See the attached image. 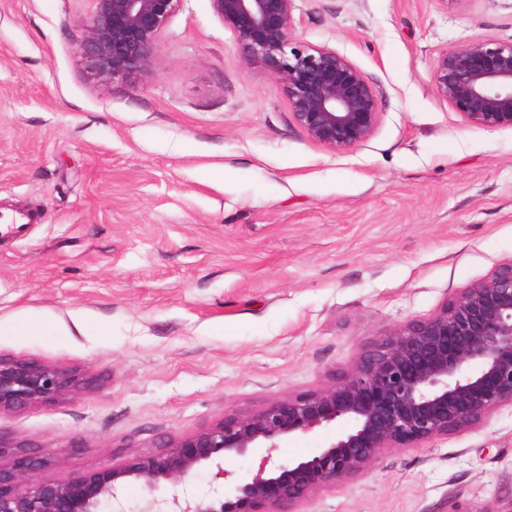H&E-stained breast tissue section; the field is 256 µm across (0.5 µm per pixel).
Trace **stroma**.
Masks as SVG:
<instances>
[{
  "label": "stroma",
  "instance_id": "stroma-1",
  "mask_svg": "<svg viewBox=\"0 0 512 512\" xmlns=\"http://www.w3.org/2000/svg\"><path fill=\"white\" fill-rule=\"evenodd\" d=\"M91 0H0V356L87 388L0 418L63 478L324 385L393 328L512 259V129L463 123L433 64L512 39V0H296V36L373 83L375 135L338 152L182 0L139 88L77 52ZM54 333L13 336L23 317ZM512 405L383 452L301 512H506Z\"/></svg>",
  "mask_w": 512,
  "mask_h": 512
}]
</instances>
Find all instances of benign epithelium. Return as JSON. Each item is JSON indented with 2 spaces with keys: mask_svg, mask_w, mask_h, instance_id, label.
Here are the masks:
<instances>
[{
  "mask_svg": "<svg viewBox=\"0 0 512 512\" xmlns=\"http://www.w3.org/2000/svg\"><path fill=\"white\" fill-rule=\"evenodd\" d=\"M91 2L77 46L87 73L101 87L140 86L154 74L180 0ZM209 2L234 33L243 63L285 88L295 123L313 143L348 152L374 136L381 115L373 84L337 50L295 40V0ZM433 82L464 124L512 129V41L476 39L440 52ZM85 386L75 369L0 357V417ZM505 404L512 405V259L433 316L369 343L323 386L256 413L228 414L119 468L44 478L48 458L0 435V512H112L131 484L150 496L143 512H299L318 488L357 476L381 453L478 424ZM339 421L349 428L315 455L273 461L288 438ZM256 448L266 449L256 473L234 476L221 466ZM207 466L220 481L212 495H166Z\"/></svg>",
  "mask_w": 512,
  "mask_h": 512,
  "instance_id": "1",
  "label": "benign epithelium"
}]
</instances>
